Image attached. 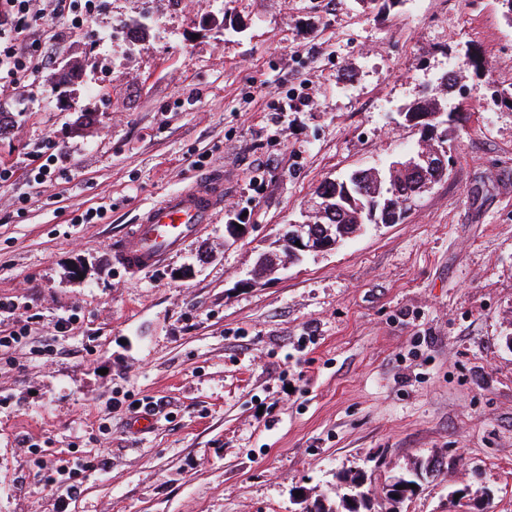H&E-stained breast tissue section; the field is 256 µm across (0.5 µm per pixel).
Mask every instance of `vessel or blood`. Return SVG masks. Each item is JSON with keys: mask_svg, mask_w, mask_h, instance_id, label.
Segmentation results:
<instances>
[{"mask_svg": "<svg viewBox=\"0 0 512 512\" xmlns=\"http://www.w3.org/2000/svg\"><path fill=\"white\" fill-rule=\"evenodd\" d=\"M223 204V171L197 177L139 217L119 247L120 262L133 270L158 264L202 225L211 223Z\"/></svg>", "mask_w": 512, "mask_h": 512, "instance_id": "1", "label": "vessel or blood"}]
</instances>
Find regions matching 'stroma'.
<instances>
[{
    "label": "stroma",
    "mask_w": 512,
    "mask_h": 512,
    "mask_svg": "<svg viewBox=\"0 0 512 512\" xmlns=\"http://www.w3.org/2000/svg\"><path fill=\"white\" fill-rule=\"evenodd\" d=\"M147 27L135 36L136 23ZM55 62L0 93V512H303L361 468L381 492L445 457L512 512V20L500 0H97ZM490 61L477 77L469 55ZM466 119L449 176L398 224L252 279L324 180L382 168L445 72ZM289 95L301 112H281ZM56 145L52 186L30 173ZM224 206L157 266L115 247L200 171ZM102 208L91 224L86 211ZM242 215L245 228L226 226ZM71 330L58 331L60 318ZM150 404L156 425L135 432ZM87 464L70 492L62 461Z\"/></svg>",
    "instance_id": "1"
}]
</instances>
